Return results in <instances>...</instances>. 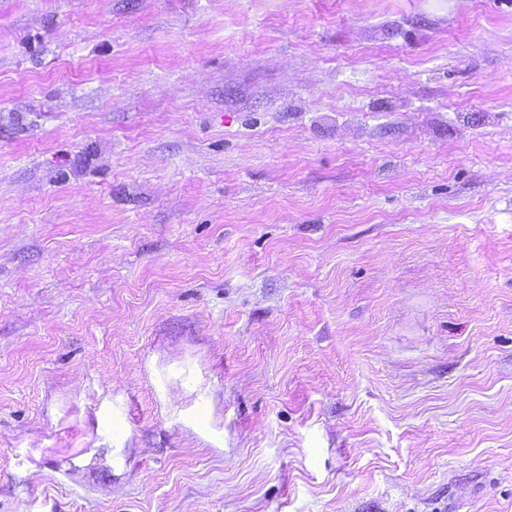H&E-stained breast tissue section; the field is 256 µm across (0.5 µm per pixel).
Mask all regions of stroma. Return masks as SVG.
I'll use <instances>...</instances> for the list:
<instances>
[{
    "mask_svg": "<svg viewBox=\"0 0 512 512\" xmlns=\"http://www.w3.org/2000/svg\"><path fill=\"white\" fill-rule=\"evenodd\" d=\"M0 512H512V0H0Z\"/></svg>",
    "mask_w": 512,
    "mask_h": 512,
    "instance_id": "obj_1",
    "label": "stroma"
}]
</instances>
